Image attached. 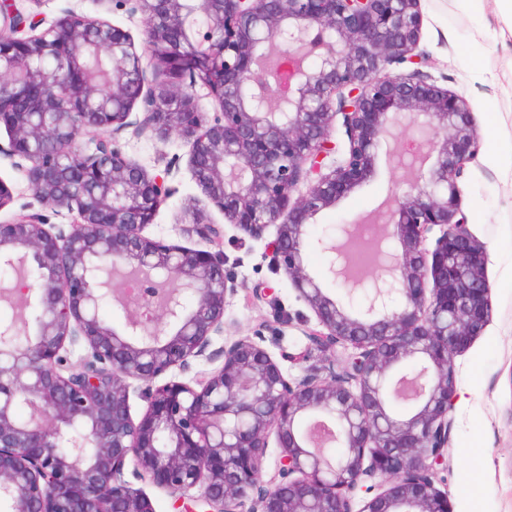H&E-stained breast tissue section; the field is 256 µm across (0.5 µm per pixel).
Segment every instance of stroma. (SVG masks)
I'll return each instance as SVG.
<instances>
[{
	"mask_svg": "<svg viewBox=\"0 0 512 512\" xmlns=\"http://www.w3.org/2000/svg\"><path fill=\"white\" fill-rule=\"evenodd\" d=\"M16 6L22 14L38 13L49 21L72 11L121 27L130 34L135 51L144 50L143 19L130 15L119 0H16ZM420 9L424 24L417 51L424 58L423 71L474 105L481 149L468 164L459 188L469 228L485 248L492 306L483 335L453 360L456 396L449 412L448 451L437 468L439 487L447 493L452 512H470L474 492L484 512H512V156L491 161L486 139L492 124L512 139V102L504 94L512 83V47L495 45L497 20L492 13L475 12L468 0H420ZM120 143L127 156L149 173L162 172L169 165L174 168L173 193L146 227L147 236L199 249L202 241L184 230L192 213H203L225 226L227 267L239 293L225 305L224 334L215 338V345L251 338L277 360L285 374L300 375V367L285 355L305 348L302 329L314 321L315 314L298 298L285 273L272 272L264 258L266 241L274 237L275 228H268L264 239L255 240L225 225L221 210L195 183L188 164L190 147L180 138L161 141L126 133ZM401 179V172L393 170L386 158H379L375 175L335 207L320 212L312 233H328L335 225L377 210L390 187ZM0 180L13 190L12 202L0 209V224L34 212L51 224L72 222L67 210L54 209L33 194L11 160L0 159ZM261 281L276 287L289 322H277L266 302L252 299L251 288ZM473 448L480 449V458L470 457ZM478 468L483 478L476 490H468V477Z\"/></svg>",
	"mask_w": 512,
	"mask_h": 512,
	"instance_id": "1",
	"label": "stroma"
}]
</instances>
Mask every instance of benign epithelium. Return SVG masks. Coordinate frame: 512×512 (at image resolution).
Returning <instances> with one entry per match:
<instances>
[{
    "mask_svg": "<svg viewBox=\"0 0 512 512\" xmlns=\"http://www.w3.org/2000/svg\"><path fill=\"white\" fill-rule=\"evenodd\" d=\"M120 2L143 16L148 68L120 27L69 12L49 23L0 0V58L10 60L0 68V157L26 160L33 193L74 214L67 226L39 213L0 224V268L14 272L0 292L21 310L0 327V505L154 512L135 479L167 493L175 512L191 501L202 512H353L362 488L358 512H450L435 470L448 447L453 359L482 336L491 302L458 189L480 150L473 109L417 67L419 0ZM91 46L108 56L100 80L87 74ZM403 64L411 69L390 71ZM198 87L219 103L211 117ZM409 119L418 138L392 160L414 177L370 220L380 225L374 277L351 278L355 225L314 237L311 221L374 175ZM90 131L97 137L81 145ZM125 132L189 144L194 180L224 215L222 225L193 217L188 232L207 249L144 234L172 194V170L151 175L130 159ZM226 224L253 239L276 226L265 258L316 317L288 359L324 355L298 378L248 338L209 350L238 294ZM313 248L333 281L362 292L360 310L308 271ZM139 278L168 287L149 319L133 311L138 299L153 305ZM252 295L283 319L270 283ZM109 297L124 311L120 332L99 317ZM77 345L86 354L73 362ZM339 345L355 353L329 358ZM199 357L223 364L171 378ZM133 392L147 403L138 418ZM395 402L409 414L395 415ZM272 435L278 479L265 484Z\"/></svg>",
    "mask_w": 512,
    "mask_h": 512,
    "instance_id": "7a95c632",
    "label": "benign epithelium"
}]
</instances>
